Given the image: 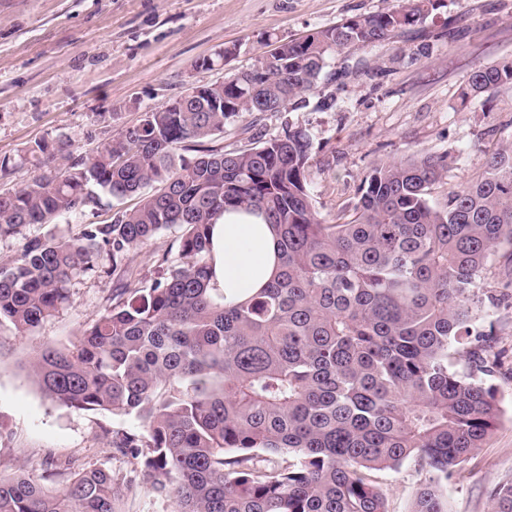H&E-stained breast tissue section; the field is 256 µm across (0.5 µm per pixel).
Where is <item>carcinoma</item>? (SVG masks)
<instances>
[{"mask_svg": "<svg viewBox=\"0 0 512 512\" xmlns=\"http://www.w3.org/2000/svg\"><path fill=\"white\" fill-rule=\"evenodd\" d=\"M443 0H398L303 39L274 42L272 60L200 85L144 114L103 148L0 193V238L99 206L139 202L74 235L29 240L0 265V324L26 336L69 300L70 284L112 272L159 231L179 230L163 280L124 284L112 307L68 347L42 345L27 368L52 401L137 418L112 447L141 459L176 512H388L371 472L413 461L425 473L411 512H448L446 489L483 447L500 408L495 294L475 288L498 249L512 247V140L444 201L432 194L447 156L374 164L350 217H318L301 129L237 152L217 143L224 119L306 105L332 81L330 55L388 42ZM512 85V59L475 68L460 92L476 100ZM194 153L188 159L184 153ZM245 210L276 236L278 264L242 299L214 282L210 229ZM288 457L263 468L259 453ZM82 470L55 490L19 466L0 477V512H117L121 486ZM512 512V479L489 493Z\"/></svg>", "mask_w": 512, "mask_h": 512, "instance_id": "1", "label": "carcinoma"}]
</instances>
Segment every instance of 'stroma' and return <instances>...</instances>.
<instances>
[{
	"label": "stroma",
	"mask_w": 512,
	"mask_h": 512,
	"mask_svg": "<svg viewBox=\"0 0 512 512\" xmlns=\"http://www.w3.org/2000/svg\"><path fill=\"white\" fill-rule=\"evenodd\" d=\"M397 0H0V157H18L48 142L57 159L106 145L195 85L223 80L252 66L273 38L294 39ZM429 44L427 55L394 60L396 48ZM224 65L197 67L224 48ZM512 59V0H443L421 27L383 46L333 55V68L350 71L307 93L306 106L241 115L224 123V148L299 128L312 139L308 188L322 221L350 213L374 163L418 153L444 154L441 186L466 185L483 170L485 153L512 137V88L490 94L487 104L462 105L459 93L478 66ZM339 101L329 109V98ZM130 199L103 196L97 210L72 224H35L0 238V264L27 239L77 232L106 222ZM178 233L166 229L132 251L128 268L139 284L160 278L163 255H176ZM512 250L501 247L479 285L501 301L493 314L501 366L494 379L500 404L497 425L448 482V512H489V491L512 478ZM117 279L101 273L75 280L69 302L27 338L0 325V476L18 466L47 487L60 488L72 472L105 468L133 479L118 512H175L173 496L156 493L139 460L112 447L113 431L140 430L132 416L84 411L48 398L23 363L43 343L67 345L112 305ZM388 512H411L424 480L415 463L373 475Z\"/></svg>",
	"instance_id": "1"
}]
</instances>
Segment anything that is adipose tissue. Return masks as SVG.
<instances>
[{"label":"adipose tissue","mask_w":512,"mask_h":512,"mask_svg":"<svg viewBox=\"0 0 512 512\" xmlns=\"http://www.w3.org/2000/svg\"><path fill=\"white\" fill-rule=\"evenodd\" d=\"M215 279L225 292L244 294L261 288L275 267L273 235L261 217L231 211L218 217L212 234Z\"/></svg>","instance_id":"1"}]
</instances>
